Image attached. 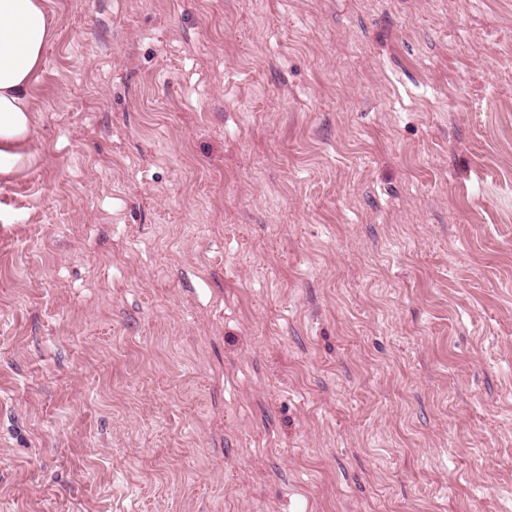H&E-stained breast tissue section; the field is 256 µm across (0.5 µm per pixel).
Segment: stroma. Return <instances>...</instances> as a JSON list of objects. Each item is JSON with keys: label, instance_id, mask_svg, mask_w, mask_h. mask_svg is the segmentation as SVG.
Here are the masks:
<instances>
[{"label": "stroma", "instance_id": "1", "mask_svg": "<svg viewBox=\"0 0 512 512\" xmlns=\"http://www.w3.org/2000/svg\"><path fill=\"white\" fill-rule=\"evenodd\" d=\"M46 6L0 512H512V0Z\"/></svg>", "mask_w": 512, "mask_h": 512}]
</instances>
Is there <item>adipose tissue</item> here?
<instances>
[{"label": "adipose tissue", "instance_id": "obj_1", "mask_svg": "<svg viewBox=\"0 0 512 512\" xmlns=\"http://www.w3.org/2000/svg\"><path fill=\"white\" fill-rule=\"evenodd\" d=\"M50 33L45 0H0V162L22 160L17 147L32 131L31 88Z\"/></svg>", "mask_w": 512, "mask_h": 512}]
</instances>
